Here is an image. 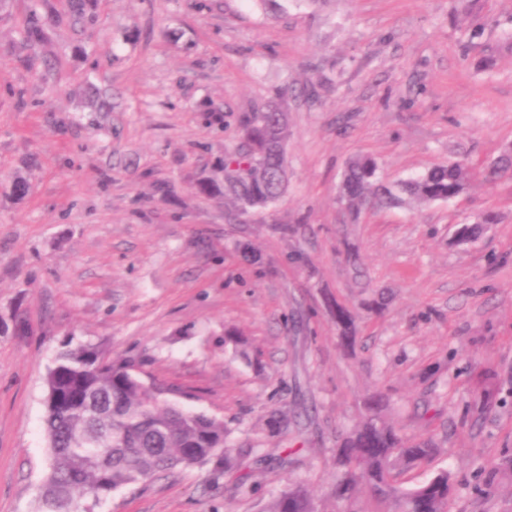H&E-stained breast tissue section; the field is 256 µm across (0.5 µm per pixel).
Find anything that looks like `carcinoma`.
Masks as SVG:
<instances>
[{"label":"carcinoma","mask_w":512,"mask_h":512,"mask_svg":"<svg viewBox=\"0 0 512 512\" xmlns=\"http://www.w3.org/2000/svg\"><path fill=\"white\" fill-rule=\"evenodd\" d=\"M43 30L38 10L27 20L26 38L37 40ZM288 139L283 93L276 92L264 105L240 120L239 144L224 154V186L199 182L200 193L224 192V202L244 212L273 207L287 188L282 145ZM512 168V149L506 148L489 165L484 177L497 178ZM473 167L464 160L436 165L424 174L401 181L397 190L384 185L378 163L357 157L346 166L338 198L352 213L363 207L395 205L407 196L419 205L450 201L470 186ZM491 217L466 223L461 242L475 241ZM336 325L346 340L352 316L339 307ZM92 347L64 345L46 376L48 390L66 402L46 407L45 434L49 471L40 487L36 512H82L86 499L98 504L112 492L148 481L176 467L211 463L222 473L233 467L231 457L214 456L224 442V422L192 414L153 396L135 377L130 365L108 358H90ZM436 448L429 439L405 443L394 426L374 415L347 433L338 444V471L332 493L348 502L366 486L386 512H448L452 491L448 471L441 470L427 483L405 489L395 481L398 465L429 460ZM266 512H314L307 492L294 486L269 503Z\"/></svg>","instance_id":"1"}]
</instances>
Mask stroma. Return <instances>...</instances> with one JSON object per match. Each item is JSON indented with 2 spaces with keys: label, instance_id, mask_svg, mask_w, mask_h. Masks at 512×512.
<instances>
[{
  "label": "stroma",
  "instance_id": "obj_1",
  "mask_svg": "<svg viewBox=\"0 0 512 512\" xmlns=\"http://www.w3.org/2000/svg\"><path fill=\"white\" fill-rule=\"evenodd\" d=\"M30 5L0 0V512H35L66 342L267 458L254 492L195 465L93 512H263L296 485L338 512L336 441L378 395L404 438L439 444L403 487L445 469L448 512H512V174L422 207L338 201L357 156L393 184L512 147V0H45L37 44ZM303 86L277 204L243 221L198 194L243 114Z\"/></svg>",
  "mask_w": 512,
  "mask_h": 512
}]
</instances>
